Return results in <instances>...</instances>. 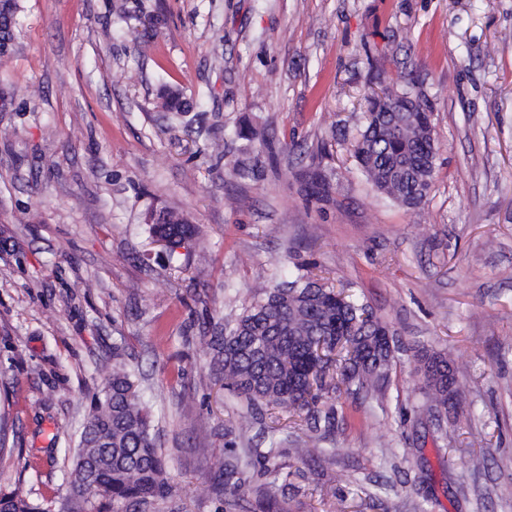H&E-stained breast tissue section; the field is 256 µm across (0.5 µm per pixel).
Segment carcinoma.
I'll return each instance as SVG.
<instances>
[{
    "label": "carcinoma",
    "instance_id": "obj_1",
    "mask_svg": "<svg viewBox=\"0 0 512 512\" xmlns=\"http://www.w3.org/2000/svg\"><path fill=\"white\" fill-rule=\"evenodd\" d=\"M20 0H0V52L14 39ZM383 95L369 100V122L354 145L366 180L386 198L409 209L419 207L434 181L435 145L427 100L406 83L384 80ZM152 234L175 244L192 240L195 225L169 208L149 211ZM383 323L366 304L299 273L275 288L256 290L247 305L224 318L216 336L224 388L245 402L238 415L244 432L269 409L279 408L305 421L310 432L289 461L274 463L270 448H226L219 476L224 504L231 509L254 499V512H290V502L308 495L304 473L296 467L327 457L321 443L336 434V390L384 397L395 354L380 347ZM425 402L422 410L457 411L448 404L455 365L445 351L418 355ZM134 370L112 363L105 386L91 398L90 411L66 476V497L37 502L0 496V512H154L174 491L167 459L153 433L149 408L139 399Z\"/></svg>",
    "mask_w": 512,
    "mask_h": 512
}]
</instances>
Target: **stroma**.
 I'll return each instance as SVG.
<instances>
[{"label": "stroma", "mask_w": 512, "mask_h": 512, "mask_svg": "<svg viewBox=\"0 0 512 512\" xmlns=\"http://www.w3.org/2000/svg\"><path fill=\"white\" fill-rule=\"evenodd\" d=\"M380 73L433 112L415 209L352 156ZM164 205L198 225L189 248L154 245ZM300 267L403 346L383 403L337 393L300 512H512V0H22L0 57V495L57 493L118 353L167 455L161 512H224L238 414L210 339ZM443 348L452 422L415 411L417 356Z\"/></svg>", "instance_id": "35a3bbf8"}]
</instances>
